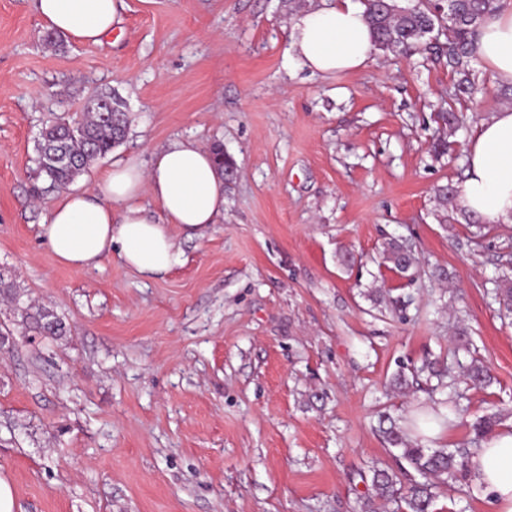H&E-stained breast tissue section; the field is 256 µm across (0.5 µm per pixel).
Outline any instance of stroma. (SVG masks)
I'll return each instance as SVG.
<instances>
[{
  "mask_svg": "<svg viewBox=\"0 0 512 512\" xmlns=\"http://www.w3.org/2000/svg\"><path fill=\"white\" fill-rule=\"evenodd\" d=\"M318 2L124 0L101 43L56 49L34 0H0V270L17 284L0 300L14 336L0 477L15 512H360L366 476L394 466L378 413L406 427L428 400L388 381L428 352L454 364L468 411L425 446H466L475 418L512 409V316L490 294L512 276V223L444 219L435 194L460 185L503 87L477 62L474 96L450 98L451 67L424 49L312 74L290 20ZM105 90L127 104V137L71 190L175 139L221 141L235 168L223 215L172 227L179 260L155 277L114 256L70 270L39 235V131ZM391 238L413 275L385 262ZM38 304L66 336L29 332ZM474 356L488 388L464 383ZM434 509L491 512L471 484L440 487Z\"/></svg>",
  "mask_w": 512,
  "mask_h": 512,
  "instance_id": "1",
  "label": "stroma"
}]
</instances>
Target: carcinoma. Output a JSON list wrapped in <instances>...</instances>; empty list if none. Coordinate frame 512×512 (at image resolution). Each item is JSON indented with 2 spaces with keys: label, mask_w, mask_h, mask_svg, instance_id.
<instances>
[{
  "label": "carcinoma",
  "mask_w": 512,
  "mask_h": 512,
  "mask_svg": "<svg viewBox=\"0 0 512 512\" xmlns=\"http://www.w3.org/2000/svg\"><path fill=\"white\" fill-rule=\"evenodd\" d=\"M365 17L372 29L377 49L398 51L407 54L422 45L423 38L434 34L432 48L446 57L448 65L459 75L455 90L460 94H472L474 83L470 79V68L474 60V36L476 30L488 16L501 7V0H411L403 4L400 0H361ZM108 100L114 105L112 112H98L83 108L80 121L73 123L64 117L42 127L38 143L37 177L47 186L48 192L68 186L90 164L111 153L122 142L127 130L124 103L118 96L98 92L88 99ZM211 152L218 171L229 175L233 164L224 158V146L217 142ZM384 258L406 274L415 265V257L409 247L400 240H392L384 250ZM495 301L507 313L512 312V279L504 275L493 289ZM23 320L40 336L57 337L65 334L62 321L50 308H38L25 313ZM435 378L444 385L448 367L439 359H425L421 366L410 365L400 369L392 378L391 385L407 388L421 373ZM467 384L474 388L487 386L491 374L487 366L474 359L463 369ZM382 421L390 426L382 429L391 446L399 450L396 455L399 470L411 469L419 479L402 490L397 485L394 472L374 469L370 481L371 495L363 502L364 512H373V499H385L405 504L407 512H433L436 498L433 489L456 483H469L467 448H426L420 442L408 439L404 431L390 417ZM498 421V415H488L472 424L476 439L490 433Z\"/></svg>",
  "instance_id": "obj_1"
}]
</instances>
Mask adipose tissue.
I'll return each instance as SVG.
<instances>
[{
  "label": "adipose tissue",
  "instance_id": "obj_1",
  "mask_svg": "<svg viewBox=\"0 0 512 512\" xmlns=\"http://www.w3.org/2000/svg\"><path fill=\"white\" fill-rule=\"evenodd\" d=\"M35 6L50 30L96 44L118 22L122 0H36ZM291 31L300 64L323 75L359 69L375 50L359 0L303 9L292 17ZM476 55L496 81L512 85V0H502L481 25ZM224 186L210 150L177 140L157 152L150 166L123 158L85 191L56 196L41 236L58 262L76 271L114 255L138 274L160 275L178 260L170 225L194 233L215 223L224 212ZM146 195L155 211L142 204ZM456 202L486 223H512V106L477 127ZM468 469L493 512H512V429L485 442Z\"/></svg>",
  "mask_w": 512,
  "mask_h": 512
}]
</instances>
